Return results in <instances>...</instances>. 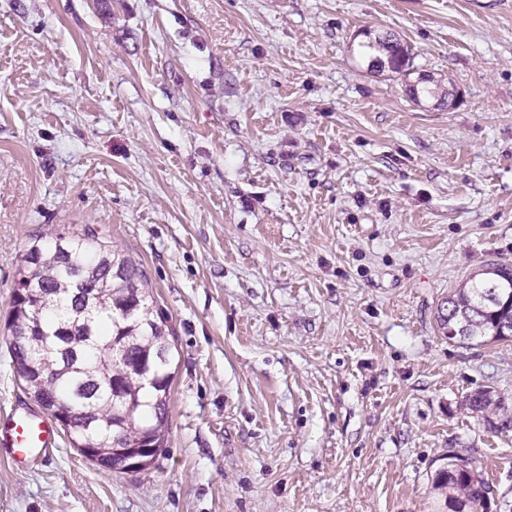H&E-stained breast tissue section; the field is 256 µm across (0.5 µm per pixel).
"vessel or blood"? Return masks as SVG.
Listing matches in <instances>:
<instances>
[{
    "label": "vessel or blood",
    "instance_id": "vessel-or-blood-1",
    "mask_svg": "<svg viewBox=\"0 0 512 512\" xmlns=\"http://www.w3.org/2000/svg\"><path fill=\"white\" fill-rule=\"evenodd\" d=\"M56 445V429L46 416L26 412L0 414V448L19 467L47 453Z\"/></svg>",
    "mask_w": 512,
    "mask_h": 512
}]
</instances>
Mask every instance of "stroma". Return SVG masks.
I'll return each instance as SVG.
<instances>
[{
  "instance_id": "35a3bbf8",
  "label": "stroma",
  "mask_w": 512,
  "mask_h": 512,
  "mask_svg": "<svg viewBox=\"0 0 512 512\" xmlns=\"http://www.w3.org/2000/svg\"><path fill=\"white\" fill-rule=\"evenodd\" d=\"M364 29L456 102L368 69ZM85 224L169 316L166 443L1 451L0 512H441L451 449L512 495V341L437 322L512 265V0H0V412L39 409L17 271ZM467 409L476 414H482L487 422H493L489 416L495 415L496 411L504 410V402L501 396L493 394L489 389H478L470 394L466 400Z\"/></svg>"
}]
</instances>
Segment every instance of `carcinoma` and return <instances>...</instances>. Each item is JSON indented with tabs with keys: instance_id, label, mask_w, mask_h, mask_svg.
Returning a JSON list of instances; mask_svg holds the SVG:
<instances>
[{
	"instance_id": "1",
	"label": "carcinoma",
	"mask_w": 512,
	"mask_h": 512,
	"mask_svg": "<svg viewBox=\"0 0 512 512\" xmlns=\"http://www.w3.org/2000/svg\"><path fill=\"white\" fill-rule=\"evenodd\" d=\"M357 53L374 70L409 75L410 49L396 37L367 35ZM408 91L418 103L448 98V90H438L430 79ZM46 254L53 259L44 271H19L18 288L27 292L24 307L12 301L10 354L18 375L39 380L41 393L56 398L60 410L69 413L76 439L87 420L106 425L115 413L121 414L117 428L130 441L145 429L164 435L168 398L142 385L140 366L152 364L150 375L161 392L171 388V361L155 356L171 333L168 317L155 310L142 265L88 225L58 235ZM79 278L86 281L82 295L77 294ZM438 322L450 339H512V268L494 264L469 287L451 291ZM467 409L491 425V415L504 406L493 391L478 389L467 398ZM434 487L445 496L449 512H477L494 494L469 458L457 453L443 458Z\"/></svg>"
}]
</instances>
